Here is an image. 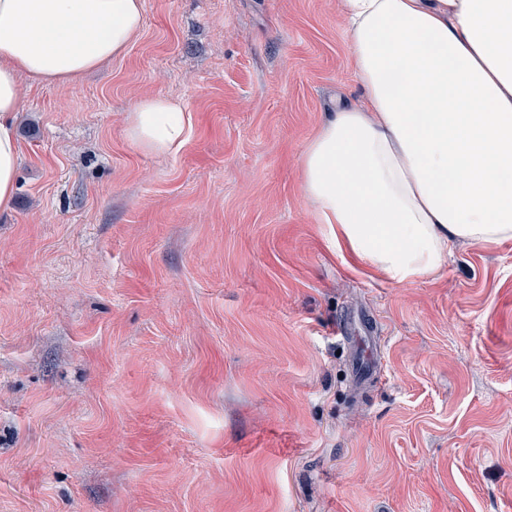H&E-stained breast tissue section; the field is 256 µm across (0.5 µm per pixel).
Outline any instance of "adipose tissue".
I'll return each instance as SVG.
<instances>
[{
    "label": "adipose tissue",
    "mask_w": 512,
    "mask_h": 512,
    "mask_svg": "<svg viewBox=\"0 0 512 512\" xmlns=\"http://www.w3.org/2000/svg\"><path fill=\"white\" fill-rule=\"evenodd\" d=\"M362 95L301 157L302 193L336 244L389 281L457 244L512 242V0H339ZM143 0H0V211L16 193L21 78L66 85L123 55ZM181 101L138 100L127 136L171 154Z\"/></svg>",
    "instance_id": "ef3b65f1"
}]
</instances>
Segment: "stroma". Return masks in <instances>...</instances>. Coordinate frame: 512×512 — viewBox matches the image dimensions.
Here are the masks:
<instances>
[{
	"label": "stroma",
	"mask_w": 512,
	"mask_h": 512,
	"mask_svg": "<svg viewBox=\"0 0 512 512\" xmlns=\"http://www.w3.org/2000/svg\"><path fill=\"white\" fill-rule=\"evenodd\" d=\"M359 94L338 0H144L123 57L23 79L0 512H512V242L405 284L340 253L300 158ZM156 95L172 155L126 135ZM191 125L190 112L181 101L148 96L130 110L127 136L132 145L155 154H171L180 149Z\"/></svg>",
	"instance_id": "stroma-1"
}]
</instances>
